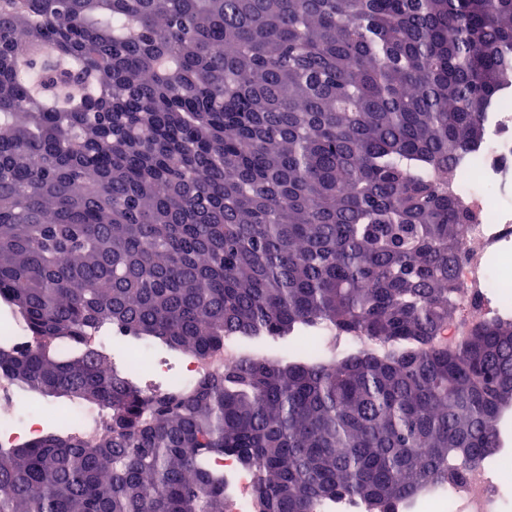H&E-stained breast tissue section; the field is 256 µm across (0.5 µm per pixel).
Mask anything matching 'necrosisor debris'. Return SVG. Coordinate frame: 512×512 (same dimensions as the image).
Returning a JSON list of instances; mask_svg holds the SVG:
<instances>
[{"label": "necrosis or debris", "mask_w": 512, "mask_h": 512, "mask_svg": "<svg viewBox=\"0 0 512 512\" xmlns=\"http://www.w3.org/2000/svg\"><path fill=\"white\" fill-rule=\"evenodd\" d=\"M456 196L471 210L474 222L467 227L464 256L456 269L461 311L434 342L456 348L475 326L498 320L512 321V273L492 264L503 244L512 245V98H504L493 113L484 143L457 166ZM237 340L205 356L186 355L180 363L159 358L150 369V393H168L193 386L207 376L246 356ZM16 395L0 383V449L11 448L21 437L41 435L46 424L31 417L19 425L5 423ZM512 512V466L484 458L468 468L463 478L431 481L411 499L398 502L391 512Z\"/></svg>", "instance_id": "4bbe7bcc"}]
</instances>
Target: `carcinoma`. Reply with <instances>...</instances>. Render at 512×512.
<instances>
[{"label": "carcinoma", "mask_w": 512, "mask_h": 512, "mask_svg": "<svg viewBox=\"0 0 512 512\" xmlns=\"http://www.w3.org/2000/svg\"><path fill=\"white\" fill-rule=\"evenodd\" d=\"M512 88V0H0V379L105 408L0 450V512H372L499 447L512 323L448 350L453 193ZM330 326L388 345L148 395L87 347ZM427 449V455L419 449ZM0 333L18 349H25L32 345L31 337L27 336V330L13 315L4 317L1 313ZM71 417L76 418L78 429L82 433L85 441L89 443L100 441L109 428L108 412L102 409H77L73 412ZM236 493L233 496L232 512H255V502L251 496L252 479L249 473H240Z\"/></svg>", "instance_id": "1"}]
</instances>
